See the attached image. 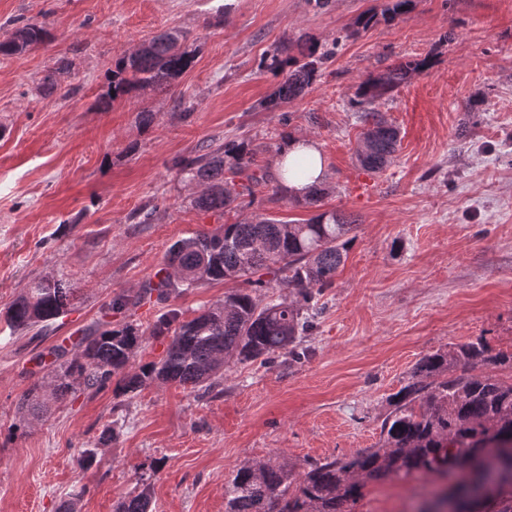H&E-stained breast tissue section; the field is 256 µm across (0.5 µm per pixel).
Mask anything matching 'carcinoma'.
<instances>
[{"mask_svg":"<svg viewBox=\"0 0 512 512\" xmlns=\"http://www.w3.org/2000/svg\"><path fill=\"white\" fill-rule=\"evenodd\" d=\"M413 3L387 0L381 12L363 15L357 29L392 22L408 14ZM53 40L46 23L28 20L0 38V56H15ZM338 44L336 39L323 50L312 37L294 42L283 38L262 62L273 74L285 75L265 108L276 109L303 95L336 55ZM196 56L197 49L186 44L181 32L154 35L114 60L100 107L107 110L113 102L136 97L147 88L172 86L193 66ZM429 64L426 57L408 60L360 83L353 106L366 126L357 150V162L364 170H383L399 142V131L381 116L375 103ZM255 156L248 143L227 139L214 149L208 146L202 154L180 159L176 167L201 187L193 206L222 214L254 205L260 187L268 189L272 199L287 197L273 174L256 167ZM237 178L240 188L229 186ZM355 226L356 221L335 211L317 213L302 223L251 214L176 240L162 267L139 292L114 296L105 304V316L152 297L163 304L204 284L237 281L242 287L225 292L224 300L191 319H181L175 309L160 316L154 334L168 338L165 353L134 373L128 368L143 342L139 326L99 323L86 337L81 355L68 358L63 348L54 352L51 371L31 384L17 413L26 415L40 400H65L77 389L98 392L112 382L116 391L130 398L155 380L194 390L230 362L267 364L276 355L296 354V340L311 328L302 304L314 302L333 284ZM269 288L289 289L296 300L269 299ZM75 293L64 276L41 275L0 316L13 331L42 333L73 310ZM459 365L467 371L456 373ZM488 365L512 367V353L493 352L483 336L426 354L392 395L378 447L313 461L303 473L286 462L243 464L224 484V512H349V505L363 497L369 482L435 473L447 474L464 495L477 491L491 473L486 459L496 458L503 467L512 468V381L481 371ZM150 503L146 484L138 494L119 501L116 512H149Z\"/></svg>","mask_w":512,"mask_h":512,"instance_id":"carcinoma-1","label":"carcinoma"}]
</instances>
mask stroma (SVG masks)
<instances>
[{"label": "stroma", "instance_id": "stroma-1", "mask_svg": "<svg viewBox=\"0 0 512 512\" xmlns=\"http://www.w3.org/2000/svg\"><path fill=\"white\" fill-rule=\"evenodd\" d=\"M385 0H0V27L46 22L52 43L0 56V311L39 275L73 278L76 307L41 336L0 322V512H113L150 484L153 512H224V484L246 462H307L377 445L390 397L418 360L486 337L512 351V0H415L392 23L356 31ZM164 29L187 33L194 66L166 90L95 103L113 58ZM336 44L302 97L264 101L279 78L261 59L283 37ZM431 57L377 108L401 142L381 173L356 161L360 82ZM68 72L46 97L58 58ZM482 102L479 119L466 110ZM156 118L148 130L140 111ZM318 143L329 189L320 208L355 219V240L318 297L301 358L232 364L194 392L155 381L132 399L80 391L35 421L16 405L36 355L76 352L103 307L135 293L175 240L234 223L194 208L177 159L229 138L272 167L284 134ZM151 212L149 223L136 214ZM230 283L143 303L113 323L139 325L135 366L158 361L166 308L184 318L223 299ZM92 450V463L81 461ZM429 477L370 483L352 512H404Z\"/></svg>", "mask_w": 512, "mask_h": 512}]
</instances>
